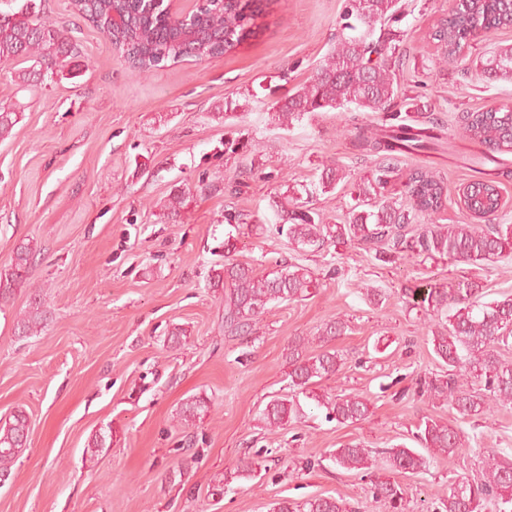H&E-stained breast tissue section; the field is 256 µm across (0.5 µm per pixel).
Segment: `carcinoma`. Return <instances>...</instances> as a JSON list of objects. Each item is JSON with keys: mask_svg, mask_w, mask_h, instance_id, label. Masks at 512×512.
Masks as SVG:
<instances>
[{"mask_svg": "<svg viewBox=\"0 0 512 512\" xmlns=\"http://www.w3.org/2000/svg\"><path fill=\"white\" fill-rule=\"evenodd\" d=\"M344 28L360 30L357 36L340 39L336 48L318 65L310 81L292 95L271 104L273 122L290 128L325 109L354 106L377 112L390 106L398 96L391 61L399 49L396 35H375L377 24L392 20L398 0H348ZM274 0H202L178 24L168 20L167 10L153 0H74V12L115 41L129 69L147 74L167 62L177 64L187 57H217L235 51L252 38L257 20L270 13ZM512 27V0H459L435 32L445 53L454 57L480 28L487 33ZM73 48L66 31L35 17L29 4L18 10L0 9V62L23 60L34 69L22 70L18 78L47 87L54 81L41 76V68L56 70L65 77L67 58ZM493 78L512 81V45L501 46L483 64ZM23 113L0 105V139L11 135ZM462 137L487 145L500 153L512 151V106L468 112L461 117ZM354 146L376 156L380 162L355 185L354 205L341 224L325 223L317 210L307 206L302 195H313L306 186H289L277 195L271 207L280 220L278 232H286L297 246L324 248L328 245H358L375 251L378 259L421 258L432 262H460L483 266L512 251V224H493L500 212L495 182L484 176L473 179L463 196L470 224H426L439 212L443 180L424 171L404 176L398 167L401 154L435 150L443 146L441 137L424 123L382 126L357 135ZM346 174L339 165L327 167L319 175L321 193H331ZM36 250L28 243L17 246L9 268L0 271V301L29 284L28 273ZM213 287L224 288V333H250L256 318L271 303L305 299L319 287L311 273L301 267L277 264L257 275L253 268L233 259L215 270ZM422 310L435 322L431 342L436 356L448 367V374L424 381L426 391L442 398L462 419L485 415L512 405V361L504 351L512 347V295L483 300V288L474 279L434 283L421 300ZM44 320L39 308L27 311L18 321L19 333L38 331ZM346 322L335 318L318 332L319 349H309L310 341L300 338L288 355L289 387L293 394L270 401L262 411L266 426L284 429L304 416L299 396L326 410V418L339 424L366 420L371 414L368 399L341 392L316 394L310 385L339 370L336 350L326 344L339 337ZM208 401L201 396L188 399L179 417L188 422L206 414ZM28 419L19 410L13 419L0 425V477L26 447ZM416 442L421 449L396 444L381 451L389 469L419 474L427 470L436 454L454 456L469 448L464 433L446 423L425 416L416 426ZM331 461L347 471L368 472L373 450L349 442L335 449ZM372 496L397 510L402 505L400 486L388 479L372 483ZM498 512L512 507V458L496 453L484 461V480L462 478L449 488L441 512H483L488 497ZM271 512H346L345 504L332 496H317L302 505L275 502Z\"/></svg>", "mask_w": 512, "mask_h": 512, "instance_id": "1", "label": "carcinoma"}]
</instances>
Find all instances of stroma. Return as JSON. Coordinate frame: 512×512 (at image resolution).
Instances as JSON below:
<instances>
[{
    "label": "stroma",
    "instance_id": "obj_1",
    "mask_svg": "<svg viewBox=\"0 0 512 512\" xmlns=\"http://www.w3.org/2000/svg\"><path fill=\"white\" fill-rule=\"evenodd\" d=\"M34 3L41 20L68 30L81 69L44 89L16 82L25 62L0 65V103L23 114L0 140V270L20 243L39 249L31 290L0 303V422L21 409L30 426L0 486V512H269L274 502L319 495L343 499L349 512H383L370 478L336 468L329 455L352 441L414 446L425 416L461 426L472 448L431 458L420 474L392 473L404 512H434L457 477L480 480L487 451L512 456V408L465 423L421 393L419 379L445 369L427 318L405 296L463 277L480 281L487 298L512 294V254L479 267L385 263L350 245L292 249L276 231L271 201L287 186L342 166L347 182L311 201L333 224L376 163L352 141L382 113L335 109L289 130L269 116L343 37L347 0H277L236 51L142 76L70 0ZM400 5L394 109L427 113L452 148L401 157L399 166L443 178L447 198L433 223L465 224L459 193L482 148L461 137L459 118L512 105V81L476 68L512 44V28L478 34L448 58L433 34L453 0ZM178 191L186 202L166 218L162 204ZM230 236L234 258L256 273L295 264L320 283L305 300L269 305L246 338L225 335L224 291L210 285ZM36 297L42 328L19 337L16 322ZM336 317L347 323L331 343L341 364L314 389L363 395L370 417L329 422L308 400L305 422L269 430L260 413L290 392L289 345ZM176 326L186 334L174 344ZM195 396L210 401L209 412L181 421ZM100 431L112 444L97 452L88 442ZM243 458L254 463L247 476L237 473Z\"/></svg>",
    "mask_w": 512,
    "mask_h": 512
}]
</instances>
